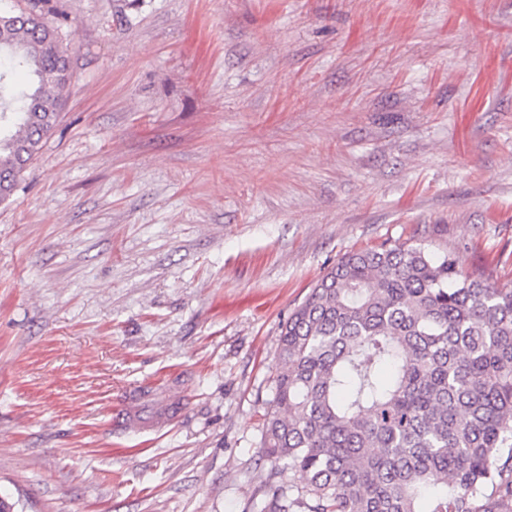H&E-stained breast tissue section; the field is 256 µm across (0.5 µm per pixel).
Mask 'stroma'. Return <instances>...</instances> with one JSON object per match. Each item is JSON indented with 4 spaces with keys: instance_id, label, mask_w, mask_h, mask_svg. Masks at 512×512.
Wrapping results in <instances>:
<instances>
[{
    "instance_id": "obj_1",
    "label": "stroma",
    "mask_w": 512,
    "mask_h": 512,
    "mask_svg": "<svg viewBox=\"0 0 512 512\" xmlns=\"http://www.w3.org/2000/svg\"><path fill=\"white\" fill-rule=\"evenodd\" d=\"M72 78L0 204V497L258 512L282 323L346 251L512 286V0H50ZM152 415L117 435L125 388ZM151 384H143L125 390L112 410V430L119 435L128 432L146 433L160 428L179 417L186 399L179 390L171 395L168 404L150 419L141 416V403Z\"/></svg>"
}]
</instances>
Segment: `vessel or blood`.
Returning a JSON list of instances; mask_svg holds the SVG:
<instances>
[{
    "instance_id": "obj_1",
    "label": "vessel or blood",
    "mask_w": 512,
    "mask_h": 512,
    "mask_svg": "<svg viewBox=\"0 0 512 512\" xmlns=\"http://www.w3.org/2000/svg\"><path fill=\"white\" fill-rule=\"evenodd\" d=\"M147 385H139L125 390L116 401L112 410V429L116 434L130 432L146 433L160 428L179 417L186 399L181 392H173L168 404L152 418L141 415V403L147 392Z\"/></svg>"
}]
</instances>
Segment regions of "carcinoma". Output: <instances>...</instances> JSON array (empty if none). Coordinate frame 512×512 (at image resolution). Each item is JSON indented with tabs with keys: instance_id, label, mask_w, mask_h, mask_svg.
<instances>
[{
	"instance_id": "1",
	"label": "carcinoma",
	"mask_w": 512,
	"mask_h": 512,
	"mask_svg": "<svg viewBox=\"0 0 512 512\" xmlns=\"http://www.w3.org/2000/svg\"><path fill=\"white\" fill-rule=\"evenodd\" d=\"M29 5L0 11L1 204L71 78L58 26ZM272 389L260 512H512V288L452 253L346 252L281 325Z\"/></svg>"
}]
</instances>
